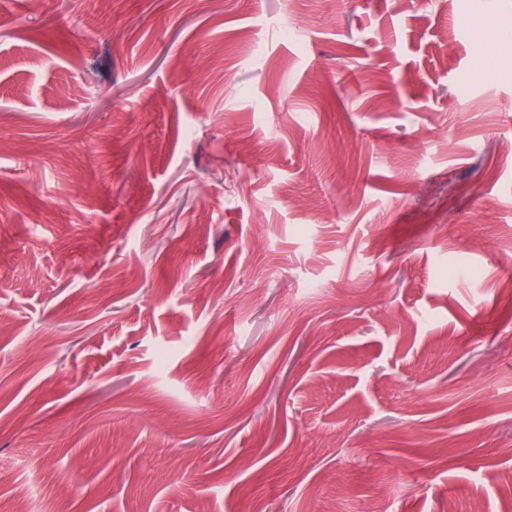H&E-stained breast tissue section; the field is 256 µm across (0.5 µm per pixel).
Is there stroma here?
<instances>
[{"label": "stroma", "instance_id": "35a3bbf8", "mask_svg": "<svg viewBox=\"0 0 512 512\" xmlns=\"http://www.w3.org/2000/svg\"><path fill=\"white\" fill-rule=\"evenodd\" d=\"M512 0H0V507L512 512Z\"/></svg>", "mask_w": 512, "mask_h": 512}]
</instances>
